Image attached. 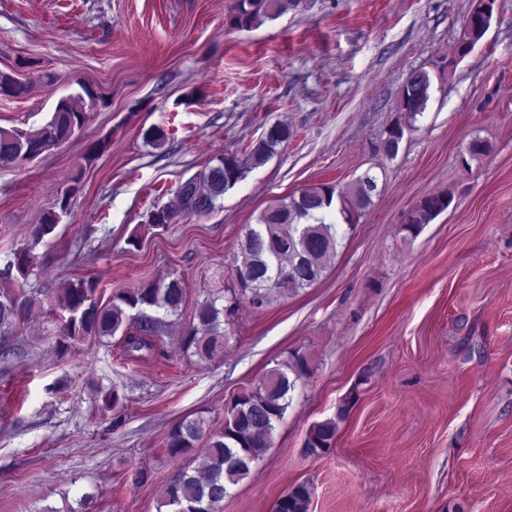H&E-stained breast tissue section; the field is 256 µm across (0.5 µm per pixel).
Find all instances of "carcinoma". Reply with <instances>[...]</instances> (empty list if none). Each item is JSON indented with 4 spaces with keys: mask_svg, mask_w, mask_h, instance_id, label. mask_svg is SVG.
<instances>
[{
    "mask_svg": "<svg viewBox=\"0 0 512 512\" xmlns=\"http://www.w3.org/2000/svg\"><path fill=\"white\" fill-rule=\"evenodd\" d=\"M301 0H235L226 17V24L237 30L258 27L277 19ZM483 10L476 8L466 19L464 46L473 47L482 38ZM432 81L429 73L418 69L409 75L401 90L398 108L415 122L424 116L431 99ZM28 84L12 75L0 73V96L22 98ZM97 95L87 86L82 93L60 98L49 120L36 129L0 128V166L18 160H31L55 149L81 131L96 105ZM286 123L271 126L248 146L246 158L226 154L215 164L186 180L177 189L180 208H155L148 224L164 227L173 220L188 215L203 216L216 207L219 199L244 180L249 169L268 162L292 138ZM378 179L365 172L350 185L336 190L332 184L307 187L299 193L277 200L259 215L255 224L248 225L240 250L242 265L233 272L240 293L226 298L213 296L195 310L197 323L183 336L184 348L199 358H213L224 352L228 334L222 328L230 324L239 304L238 295H245L256 308L267 305L273 294H288L311 287L326 269L327 258L339 245V224L327 223L324 212L334 198L346 197L355 207L342 216L345 224H354L355 215L369 207L377 195ZM78 187H67L55 206L43 216L32 233V246L13 253V258L0 270V333L8 334L31 318L45 313V301L40 291L26 292L11 287L16 278L27 279L37 266L34 247L54 233L70 208L71 198ZM451 197L437 192L423 197L407 215L403 231L415 237L423 225L446 211ZM98 283L78 280L68 284L58 295L52 314L60 318L58 344H74L87 336H114L122 332L121 343L133 356L153 348L149 337L155 335L165 319L182 313L186 296L181 281H152L133 290L115 294L112 301L100 304ZM223 300L225 304L218 305ZM304 355L293 352L276 363L260 384L231 399L224 416V426L213 430L200 414H191L176 422L169 430L165 448L169 456L183 459L200 451L204 461L197 466L182 464L172 475L163 491L160 507L167 512H222L229 486L243 479L253 464L263 458L271 447L277 425L291 404V392L297 382L308 376ZM336 417L314 423L307 431L305 447L312 454H321L335 445ZM204 448H198L199 442ZM310 489L305 484L291 488L281 496L275 512H308Z\"/></svg>",
    "mask_w": 512,
    "mask_h": 512,
    "instance_id": "obj_1",
    "label": "carcinoma"
}]
</instances>
